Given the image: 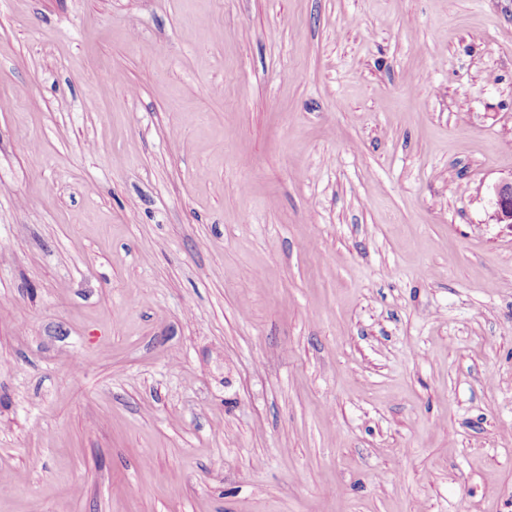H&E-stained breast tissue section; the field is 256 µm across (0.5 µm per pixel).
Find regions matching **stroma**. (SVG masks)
Returning a JSON list of instances; mask_svg holds the SVG:
<instances>
[{
    "label": "stroma",
    "mask_w": 512,
    "mask_h": 512,
    "mask_svg": "<svg viewBox=\"0 0 512 512\" xmlns=\"http://www.w3.org/2000/svg\"><path fill=\"white\" fill-rule=\"evenodd\" d=\"M512 0H0V512H512ZM494 199V220L512 227V178L501 180L490 187Z\"/></svg>",
    "instance_id": "stroma-1"
}]
</instances>
